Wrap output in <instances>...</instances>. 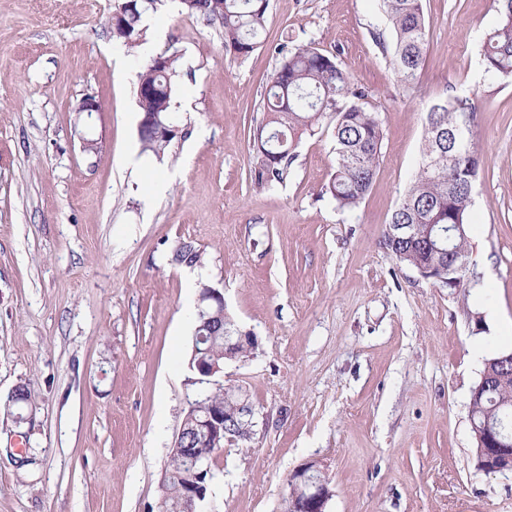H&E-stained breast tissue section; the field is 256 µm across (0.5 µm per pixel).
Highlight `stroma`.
<instances>
[{
  "label": "stroma",
  "instance_id": "obj_1",
  "mask_svg": "<svg viewBox=\"0 0 512 512\" xmlns=\"http://www.w3.org/2000/svg\"><path fill=\"white\" fill-rule=\"evenodd\" d=\"M120 2L0 0V512H159L198 393L204 283L257 341L224 383L246 386L269 421L225 445L198 512H284L290 473L310 461L332 486L326 512H512V474L475 470L469 420L485 357L512 350V83L479 65L492 0H423L429 46L408 87L373 40L375 0H269L244 57L174 0L128 48L107 28ZM283 44L339 53L382 122L353 213L323 193L331 120L303 136L283 184L251 178ZM168 50L182 135L158 158L141 150L136 83ZM462 92L484 164L451 288L397 263L382 237L428 108ZM88 95L102 105L90 120L77 111ZM181 241L201 268L172 262ZM18 386L31 398L13 415Z\"/></svg>",
  "mask_w": 512,
  "mask_h": 512
}]
</instances>
